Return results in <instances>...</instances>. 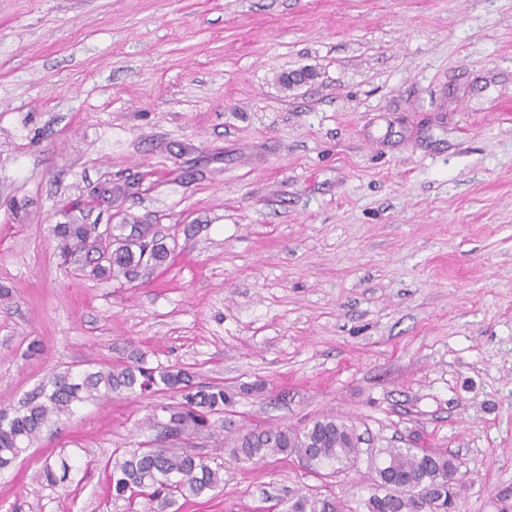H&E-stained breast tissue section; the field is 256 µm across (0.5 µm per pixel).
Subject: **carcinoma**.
Masks as SVG:
<instances>
[{
  "label": "carcinoma",
  "mask_w": 512,
  "mask_h": 512,
  "mask_svg": "<svg viewBox=\"0 0 512 512\" xmlns=\"http://www.w3.org/2000/svg\"><path fill=\"white\" fill-rule=\"evenodd\" d=\"M54 235L63 253L90 268L103 279L138 276L146 263L163 264L167 249L154 239L147 224H120L100 231L96 224H57ZM174 392L182 401L166 406V422L157 425L175 435L191 434L213 426L211 419L231 405L232 396L220 383L198 385L186 369H164L143 364L122 368L56 373L39 386V391L13 416L0 413V470L12 466L44 429L73 412L81 403L107 400L112 395L137 396ZM363 438L355 425L336 415H325L302 430L265 429L239 434L230 439L232 453L244 460L262 459L269 454L294 455L316 466L338 472L367 456L375 492L363 501L366 512H416V493H432V512H459L464 474L458 459L431 448H361ZM74 465L65 458L45 465L43 480L49 485L65 479ZM112 494L129 502L137 498L166 512L178 499L198 496L216 488L222 478L217 469L193 454L174 453L148 441L140 448L124 452L112 464L108 475ZM287 512H353L335 497L298 493L288 503Z\"/></svg>",
  "instance_id": "carcinoma-1"
}]
</instances>
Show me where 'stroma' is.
<instances>
[{
  "label": "stroma",
  "mask_w": 512,
  "mask_h": 512,
  "mask_svg": "<svg viewBox=\"0 0 512 512\" xmlns=\"http://www.w3.org/2000/svg\"><path fill=\"white\" fill-rule=\"evenodd\" d=\"M75 221L152 225L168 257L88 276L52 232ZM138 360L233 395L169 440L224 475L177 512L367 498L365 461L222 443L329 412L457 455L461 512L512 507V0H0V409ZM179 400L78 405L0 471V512H149L106 465Z\"/></svg>",
  "instance_id": "obj_1"
}]
</instances>
